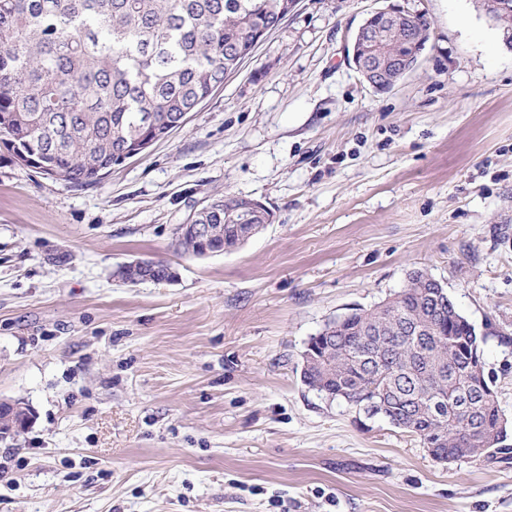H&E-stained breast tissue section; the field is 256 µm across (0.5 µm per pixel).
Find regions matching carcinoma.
<instances>
[{"label":"carcinoma","mask_w":512,"mask_h":512,"mask_svg":"<svg viewBox=\"0 0 512 512\" xmlns=\"http://www.w3.org/2000/svg\"><path fill=\"white\" fill-rule=\"evenodd\" d=\"M277 21L274 0H0V144L16 161L90 185L132 142L194 111L224 83V57ZM243 198L195 215L232 247ZM415 271L386 316L358 310L308 342L305 385L379 417L450 460L500 451L496 394L470 395L483 357L446 288Z\"/></svg>","instance_id":"carcinoma-1"}]
</instances>
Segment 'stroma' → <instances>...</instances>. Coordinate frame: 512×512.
<instances>
[{"label":"stroma","mask_w":512,"mask_h":512,"mask_svg":"<svg viewBox=\"0 0 512 512\" xmlns=\"http://www.w3.org/2000/svg\"><path fill=\"white\" fill-rule=\"evenodd\" d=\"M387 92L346 46L378 0H300L168 138L73 188L0 146V512H512V459L436 461L301 381L311 336L440 280L487 340L512 433V47L474 0ZM273 221L208 258L213 198ZM136 259L174 282L122 281ZM243 200L235 195L218 197L214 199L210 209H203L195 215V224H192V221L180 224V231H190L201 244L197 252L198 243L191 235L178 237V246L182 252L191 256L197 252V258H205L228 251L224 246L218 247L215 243L211 244L213 241L211 224L215 229L216 240L220 243L224 242L228 247H234L238 240L233 229L235 224H259L256 217L241 221L242 217L238 214V208Z\"/></svg>","instance_id":"stroma-1"}]
</instances>
